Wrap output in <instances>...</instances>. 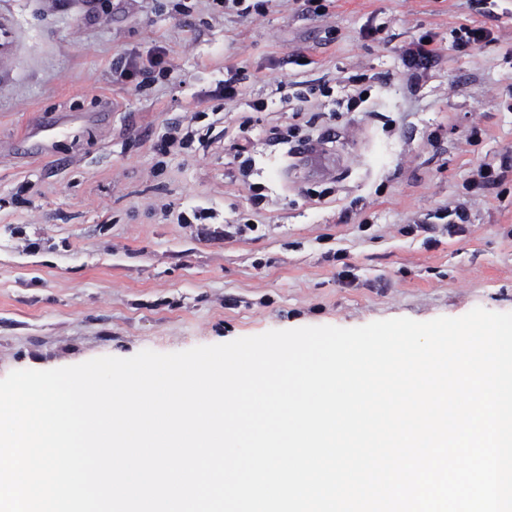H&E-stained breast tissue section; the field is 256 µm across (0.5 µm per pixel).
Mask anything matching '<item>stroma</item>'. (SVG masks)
Returning <instances> with one entry per match:
<instances>
[{
	"label": "stroma",
	"mask_w": 512,
	"mask_h": 512,
	"mask_svg": "<svg viewBox=\"0 0 512 512\" xmlns=\"http://www.w3.org/2000/svg\"><path fill=\"white\" fill-rule=\"evenodd\" d=\"M96 3L0 0V378L512 312V0H326L322 16L294 0H184L182 14L120 0L99 22ZM463 24L491 41L456 47ZM425 39L430 64L408 67ZM160 45L167 76L117 81L116 61L150 67ZM230 67L244 81L228 106ZM195 109L203 143L158 157ZM306 138L316 153L295 152ZM198 208L210 218L178 223Z\"/></svg>",
	"instance_id": "obj_1"
}]
</instances>
